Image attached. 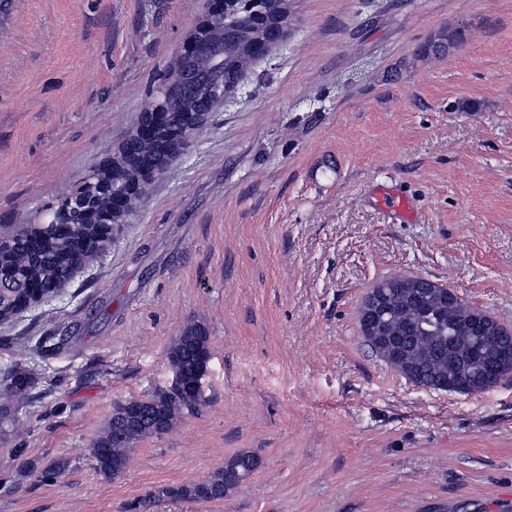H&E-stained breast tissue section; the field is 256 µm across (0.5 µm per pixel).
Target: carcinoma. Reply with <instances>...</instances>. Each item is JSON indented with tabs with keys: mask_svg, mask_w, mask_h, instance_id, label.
<instances>
[{
	"mask_svg": "<svg viewBox=\"0 0 512 512\" xmlns=\"http://www.w3.org/2000/svg\"><path fill=\"white\" fill-rule=\"evenodd\" d=\"M288 22V0H226L224 31L211 39L220 44L232 32L238 48L224 54V84L241 79L257 56L252 46L266 40L277 23ZM464 30L450 28L436 35L425 47L434 54L457 48ZM194 111L193 102L175 105L176 123L160 134L156 150H167L180 138L181 126ZM156 154L131 148L125 166L117 171L98 168L94 174L116 186L133 170L153 164ZM75 230L82 240L68 236L46 248L36 231L24 227L11 234L14 247L0 253V266H17L21 283L0 298V320L12 321L33 307L37 296L55 292L73 272L101 250L99 226L89 216L75 214ZM423 277H395L380 282L366 294L359 311L360 331L365 345L380 360L405 379L435 391L478 394L512 375V356L502 359L504 346L512 344V329L494 321L476 325L474 307L453 300L444 288H422ZM211 357L210 339L202 325H188L168 350V361L182 386L160 389L145 399L116 405L104 431L93 444L97 472L114 477L124 472L128 454L141 439L171 430L185 413L197 410L204 401L203 376ZM258 457L242 451L224 462V468L199 482L163 487L127 505L126 512H145L155 500L164 498L193 502L222 500L239 487L257 468ZM68 468L56 460L38 471L42 483H54Z\"/></svg>",
	"mask_w": 512,
	"mask_h": 512,
	"instance_id": "cac0c4a2",
	"label": "carcinoma"
}]
</instances>
